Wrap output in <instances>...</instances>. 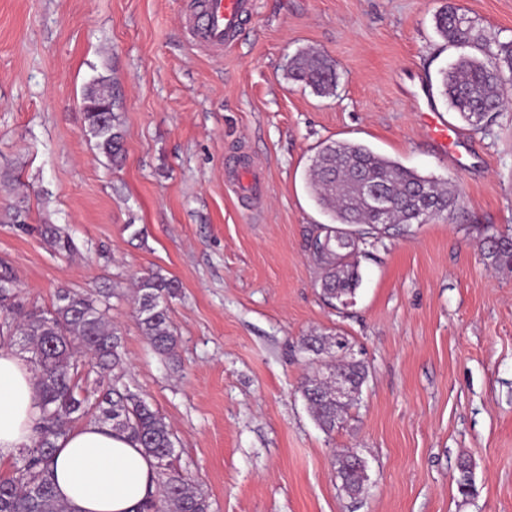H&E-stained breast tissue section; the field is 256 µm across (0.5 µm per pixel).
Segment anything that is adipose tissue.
I'll list each match as a JSON object with an SVG mask.
<instances>
[{"label":"adipose tissue","instance_id":"1","mask_svg":"<svg viewBox=\"0 0 512 512\" xmlns=\"http://www.w3.org/2000/svg\"><path fill=\"white\" fill-rule=\"evenodd\" d=\"M38 403L33 373L0 347V466L31 445ZM52 468L56 495L72 512H138L157 485L154 460L125 434L94 422L58 439Z\"/></svg>","mask_w":512,"mask_h":512}]
</instances>
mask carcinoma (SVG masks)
<instances>
[{
  "instance_id": "obj_1",
  "label": "carcinoma",
  "mask_w": 512,
  "mask_h": 512,
  "mask_svg": "<svg viewBox=\"0 0 512 512\" xmlns=\"http://www.w3.org/2000/svg\"><path fill=\"white\" fill-rule=\"evenodd\" d=\"M437 33L451 46L470 48L442 72L441 93L449 109L473 127H482L499 111L504 80L512 77V42L492 44L485 31L461 7L448 4L434 15ZM291 75L320 95H331L337 86L333 61L318 52H301L291 58ZM86 132L111 162L122 158L123 131L114 112L84 113ZM309 187L316 203L331 212L334 222L324 236L312 241L313 257L323 271L322 296L329 301H351L361 282L358 256L370 240H377L399 225L417 224L418 213L429 217L451 213L459 201L452 182H441L374 152L346 141L324 144L315 156ZM44 237L59 252L72 248L69 237L54 224L42 228ZM483 250L490 265L512 268V237L486 229ZM178 282L159 270L138 279L134 313L152 350L163 357L176 355L179 337L173 328L168 299ZM24 337L34 367L40 397L36 436L19 451L11 476L0 480V512H70L54 492L52 462L56 441L69 424L90 418L125 433L155 460L161 489L141 505V512H209L206 495L176 468L175 441L170 425L145 399L122 382L124 353L121 330L109 317L107 297L60 289L49 309H23L17 279L0 265V346ZM323 354L346 347L343 336L313 335ZM86 358L102 370L112 371V386L90 400L80 385L79 362ZM329 374L308 376L301 394L310 413L325 431L336 428L353 405L336 399L333 375L347 372L354 380L367 376V365L339 356L328 365ZM348 455L336 457V472L345 490L361 489L366 473L348 467ZM456 485L466 495L473 486L470 463L459 462Z\"/></svg>"
}]
</instances>
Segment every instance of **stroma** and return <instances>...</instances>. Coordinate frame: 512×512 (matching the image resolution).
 <instances>
[{
  "instance_id": "1",
  "label": "stroma",
  "mask_w": 512,
  "mask_h": 512,
  "mask_svg": "<svg viewBox=\"0 0 512 512\" xmlns=\"http://www.w3.org/2000/svg\"><path fill=\"white\" fill-rule=\"evenodd\" d=\"M512 40V0H456ZM189 0H0V261L25 307L58 288L116 289L124 382L164 416L177 467L211 512H512V270L490 266L486 226H512V101L487 128L449 110L440 71L460 54L436 32L446 0H253L235 47L198 48ZM328 55L336 93L317 96L287 63ZM116 100L125 158L85 132L91 85ZM462 141L427 134L412 91ZM362 143L453 180V216L366 246L351 306L320 294L307 240L330 223L307 184L327 141ZM256 171L259 197L238 193ZM53 224L73 248L57 251ZM159 269L179 336L157 355L131 300ZM345 336L368 378L334 431L300 393L310 334ZM368 463L350 496L333 468ZM473 464L461 495L457 463Z\"/></svg>"
}]
</instances>
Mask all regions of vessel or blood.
Listing matches in <instances>:
<instances>
[{"label": "vessel or blood", "instance_id": "b4317fda", "mask_svg": "<svg viewBox=\"0 0 512 512\" xmlns=\"http://www.w3.org/2000/svg\"><path fill=\"white\" fill-rule=\"evenodd\" d=\"M251 0H198L188 26L201 47L221 52L238 40L241 22L249 13Z\"/></svg>", "mask_w": 512, "mask_h": 512}]
</instances>
